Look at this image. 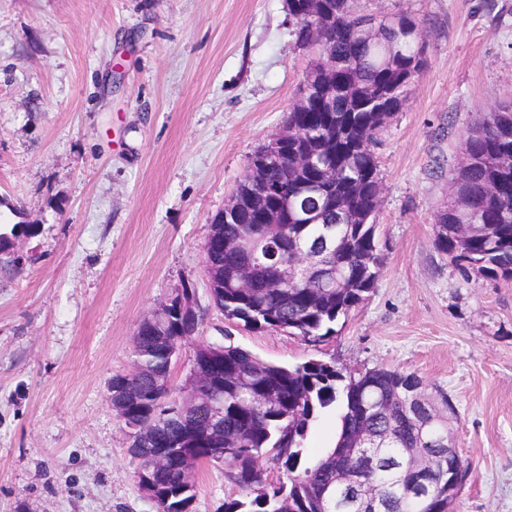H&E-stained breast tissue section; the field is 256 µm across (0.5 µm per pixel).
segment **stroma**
Masks as SVG:
<instances>
[{
	"label": "stroma",
	"instance_id": "1",
	"mask_svg": "<svg viewBox=\"0 0 512 512\" xmlns=\"http://www.w3.org/2000/svg\"><path fill=\"white\" fill-rule=\"evenodd\" d=\"M288 0H0V512H155L108 386L138 324L182 287L209 294L202 246L314 59ZM422 20L427 65L374 152L381 273L328 341L200 332L261 360L413 373L447 394L469 467L453 512H512V280L461 274L435 246L460 141L512 100V0H360ZM194 512L239 497L195 476Z\"/></svg>",
	"mask_w": 512,
	"mask_h": 512
}]
</instances>
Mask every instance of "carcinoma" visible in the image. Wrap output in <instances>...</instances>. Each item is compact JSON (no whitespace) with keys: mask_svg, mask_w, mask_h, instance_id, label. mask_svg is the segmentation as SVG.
Here are the masks:
<instances>
[{"mask_svg":"<svg viewBox=\"0 0 512 512\" xmlns=\"http://www.w3.org/2000/svg\"><path fill=\"white\" fill-rule=\"evenodd\" d=\"M323 15L295 19L294 44L301 30L315 29L325 37L317 51L336 68V84L325 85L318 68H312V96L324 102L307 112L288 111V148L307 149L319 165L299 170L291 157L278 153L264 175L272 189L288 179L286 233L264 244L257 254L261 269L255 285L242 292L225 285L215 294L214 306L224 318L245 329H282L304 341L322 343L375 288L382 258L374 218L381 205L379 162L371 149L376 134L400 110L401 97L417 77L422 52L415 43L420 23L397 12L398 24L364 28L372 18L359 13L358 0H326ZM466 163L457 167L450 185L452 195L464 199L468 209L448 208L436 215L435 245L461 272L477 271L488 277L512 279V103L468 129L461 141ZM336 167V179L320 182L321 168ZM215 234L228 240L257 235L261 225L253 211L236 222L213 219ZM320 239L334 251L327 262L336 265L344 286L323 288H269L279 262L288 260L299 243ZM247 260L241 250H228L211 242L203 261L224 268L230 276ZM192 324L172 321L166 328L172 343L184 344L193 335ZM136 359L145 365L139 374L123 376L128 387L143 399L148 414L154 402L151 375L168 372V357L155 339L142 338ZM416 378L395 369H370L353 378L336 372V364L309 359L295 365L264 362L249 351L229 343L224 360L210 366L201 390L215 393L213 405L184 407L161 418L147 446L139 449L144 463L158 452L166 464L157 482L162 505L168 512H193L194 486L184 482L180 452L203 433L198 448L203 456L220 458L234 442L243 448L236 485L242 496L224 501V512H348L336 490V453L343 448H373L380 460L375 473L376 504L360 512H448V420L432 424L417 412L412 398L389 409L387 397L396 384ZM338 411L335 445L316 456L307 453L312 425L329 409ZM369 433L371 443L360 442ZM276 448L273 461L288 473L289 484L269 486L264 495H251L264 481L258 460Z\"/></svg>","mask_w":512,"mask_h":512,"instance_id":"cac0c4a2","label":"carcinoma"}]
</instances>
